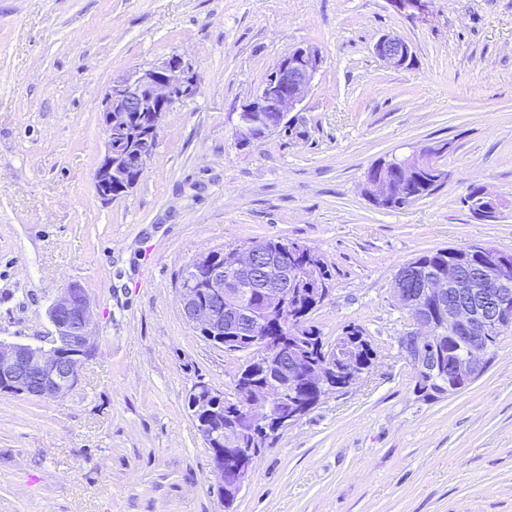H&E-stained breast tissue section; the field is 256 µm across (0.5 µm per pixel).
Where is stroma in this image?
Listing matches in <instances>:
<instances>
[{"instance_id": "obj_1", "label": "stroma", "mask_w": 512, "mask_h": 512, "mask_svg": "<svg viewBox=\"0 0 512 512\" xmlns=\"http://www.w3.org/2000/svg\"><path fill=\"white\" fill-rule=\"evenodd\" d=\"M386 33L416 60L387 67ZM316 47L296 135L240 144L274 63ZM179 55L197 93L164 113L134 188L101 199L112 81ZM450 144L448 179L400 209L362 192L378 159ZM512 201V0H0V336L37 342L76 283L97 343L61 399L0 393V512H224L193 382L232 393L243 363L182 317L198 255L280 238L333 274L312 322L360 327L376 359L262 450L235 512H512V335L461 392L426 398L397 338L398 269L426 251L512 253V210L471 217V186Z\"/></svg>"}]
</instances>
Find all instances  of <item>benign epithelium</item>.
Wrapping results in <instances>:
<instances>
[{
  "label": "benign epithelium",
  "mask_w": 512,
  "mask_h": 512,
  "mask_svg": "<svg viewBox=\"0 0 512 512\" xmlns=\"http://www.w3.org/2000/svg\"><path fill=\"white\" fill-rule=\"evenodd\" d=\"M374 53L387 66L401 68L414 57L411 45L403 38L384 34L374 44ZM322 66V57L312 46L288 53L274 65L275 71L238 114L235 136L241 141L253 138L255 129L272 125L264 117L275 112L287 121L291 112L302 111L301 105ZM197 75L190 62L172 55L148 68H138L112 81L102 100L100 123L105 136V152L96 173L95 188L100 197L112 199V186L120 184L127 191L143 174L153 145L149 134L160 127V116L180 100L192 97L197 89ZM117 134L138 136L139 146L123 152ZM389 162L371 165L364 177L363 193L374 204L391 199L405 185L423 175L439 184L446 173L437 163V154L415 151L396 163L394 176L387 175ZM470 199L472 215L484 222H494L508 206L505 200L489 194L484 187L473 185ZM247 279L263 297L265 307L274 313L282 308L289 291L300 279L296 253L275 252L263 247L237 248L229 265L213 260L210 254L194 259V265L183 271L180 285V310L185 321L205 329L211 337L224 338V321L230 329L250 337L258 332L259 312L239 300L237 282ZM206 288L208 300L202 304L193 283ZM396 301L408 311L409 327L398 337L405 358L424 367L427 374L438 372V348L435 322L424 302L438 307L440 318L448 321L451 339L465 348L464 354L448 353V391H458L480 376L487 365L489 335L512 327V309L506 299L512 295V259L496 251L483 253L479 271L465 274L458 265L448 263V274L425 277L412 266L399 269L393 281ZM53 327L50 347L0 339V378L16 395L56 399L75 389L80 383L84 352L93 348L90 303L86 291L78 285L61 290L48 311ZM262 345L273 350L260 356L263 363L278 358L281 384L248 385L251 410L246 416L249 433L256 435L269 424L283 429L293 426L307 409L316 407L323 397L334 393L332 376L318 363L302 353L294 352L293 343L271 337H259ZM304 399L315 392L310 401L298 404L294 413L283 415L275 406L282 397V386ZM216 407L201 398L193 407L202 437L220 447L212 449V475L218 480L222 496L235 499L250 476L253 453L242 449V436L233 429L211 427L209 418Z\"/></svg>",
  "instance_id": "1"
}]
</instances>
